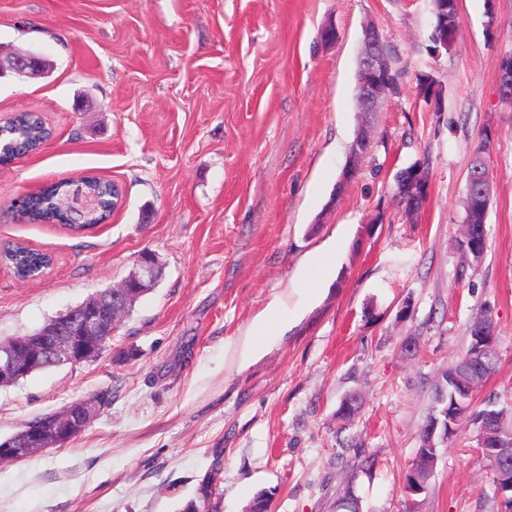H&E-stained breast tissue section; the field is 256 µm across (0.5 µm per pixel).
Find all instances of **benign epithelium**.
Segmentation results:
<instances>
[{
  "label": "benign epithelium",
  "instance_id": "1",
  "mask_svg": "<svg viewBox=\"0 0 512 512\" xmlns=\"http://www.w3.org/2000/svg\"><path fill=\"white\" fill-rule=\"evenodd\" d=\"M45 61L39 55L28 52L20 56L0 57V77L10 72L20 78L44 73ZM386 51L378 29L368 24L363 30L362 49L359 58L360 78L357 82L358 109L361 112L376 110L386 78ZM367 147V141L360 135L353 143L347 163L342 171L341 181H349L356 173L358 158ZM427 175L418 168L404 179V191L413 199V204H423L424 182ZM156 280V258L145 251L141 253L132 273L120 286V290L106 289L82 306L66 311L59 323L43 330L37 344L25 345L21 340L0 345V381L20 377L40 367L46 360L57 365L82 364L101 354L105 340L112 337L116 326L125 312V302L142 288H151ZM495 325L489 324L473 337L470 358L482 359L496 349ZM455 390V408L468 411L466 398L474 395L476 387L468 380L451 375ZM108 405L105 395L96 393L91 397L75 402L52 415L54 431L47 434L41 421H29L25 427L12 435L0 438V449L6 451L4 457L22 459L29 456L28 448L41 449L57 446L80 432L101 410ZM487 410L476 421L477 449L480 455H487L493 462V491L504 505L503 512H512V448L501 447L504 441L501 422L492 411ZM458 415L448 409L437 410L424 430V445L417 449L405 481V491L419 495L426 491L427 481L420 475L423 465L436 466L439 442L436 438L448 440V432L456 430L454 423Z\"/></svg>",
  "mask_w": 512,
  "mask_h": 512
}]
</instances>
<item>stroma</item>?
<instances>
[{
    "mask_svg": "<svg viewBox=\"0 0 512 512\" xmlns=\"http://www.w3.org/2000/svg\"><path fill=\"white\" fill-rule=\"evenodd\" d=\"M454 46L428 50L430 0H0V51L49 77L0 78V119L41 113L52 137L0 166V249L47 253L28 281L0 263V339L32 332L119 285L145 251L163 275L96 359L0 386V437L100 391L112 400L67 444L0 465V512H180L218 468V512H501L462 422L427 491L407 497L442 371L483 314L499 361L476 405L512 412V0H459ZM494 16H487V9ZM390 47L401 93L356 103L362 29ZM337 39H323L325 27ZM429 76L439 102L425 101ZM371 142L340 175L361 122ZM492 134L487 243L455 245L474 149ZM428 163L421 209L397 174ZM93 173L123 203L76 233L13 201ZM335 260L301 300L321 253ZM291 317L253 335L272 301ZM415 342L406 352V342ZM357 414H337L349 394Z\"/></svg>",
    "mask_w": 512,
    "mask_h": 512,
    "instance_id": "1",
    "label": "stroma"
}]
</instances>
